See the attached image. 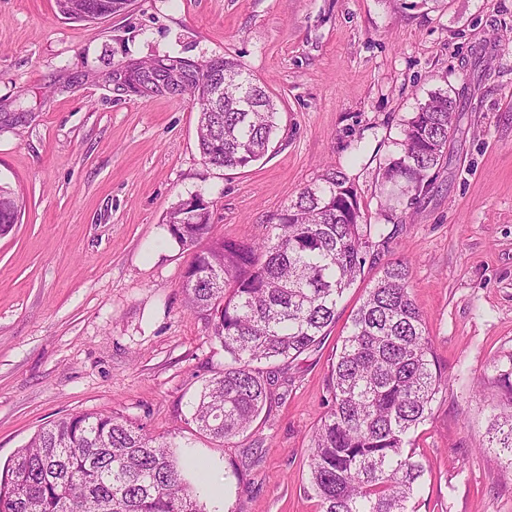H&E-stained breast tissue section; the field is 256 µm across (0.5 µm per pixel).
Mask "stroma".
I'll return each instance as SVG.
<instances>
[{"label": "stroma", "instance_id": "35a3bbf8", "mask_svg": "<svg viewBox=\"0 0 512 512\" xmlns=\"http://www.w3.org/2000/svg\"><path fill=\"white\" fill-rule=\"evenodd\" d=\"M163 56L233 58L264 83L278 109L268 155L211 165L198 107L116 90L117 67ZM438 89L463 107L446 159L412 205L387 209L379 169ZM328 168L394 237L319 346L263 364L271 407L216 441L191 414L224 349L186 307L190 253L165 215L199 194L217 234L258 238ZM0 183L22 205L0 236V466L46 422L106 410L186 463L202 512H319L307 455L329 370L401 259L450 378L415 433L431 466L416 510L512 512V470L478 447L512 371V0H134L95 22L0 0Z\"/></svg>", "mask_w": 512, "mask_h": 512}]
</instances>
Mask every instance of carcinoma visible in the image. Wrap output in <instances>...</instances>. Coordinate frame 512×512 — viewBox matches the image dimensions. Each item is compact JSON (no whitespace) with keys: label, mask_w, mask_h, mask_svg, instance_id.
Masks as SVG:
<instances>
[{"label":"carcinoma","mask_w":512,"mask_h":512,"mask_svg":"<svg viewBox=\"0 0 512 512\" xmlns=\"http://www.w3.org/2000/svg\"><path fill=\"white\" fill-rule=\"evenodd\" d=\"M131 0H56L66 18L94 22L126 11ZM224 86V98L212 96ZM170 94L199 106L198 148L215 166L245 168L272 143L277 109L267 90L235 59L208 61L201 77L184 76ZM457 99L438 90L401 129L400 152L383 167L390 202L429 188L456 131ZM18 204L0 196V235ZM170 235L191 251L192 278L181 282L190 312L212 325L224 347V370L193 403L197 428L228 442L252 427L272 394L258 367L292 359L321 342L336 306L393 233L365 223L354 186L328 169L303 189L258 239L215 235L210 211ZM332 405L309 448L310 488L320 512H410L428 466L413 434L448 388L422 314L411 296L408 266L390 262L353 311L332 363ZM508 402L492 416L482 450L512 468V375L500 376ZM0 512H202L178 459L145 428L112 413H82L39 429L0 472Z\"/></svg>","instance_id":"carcinoma-1"}]
</instances>
